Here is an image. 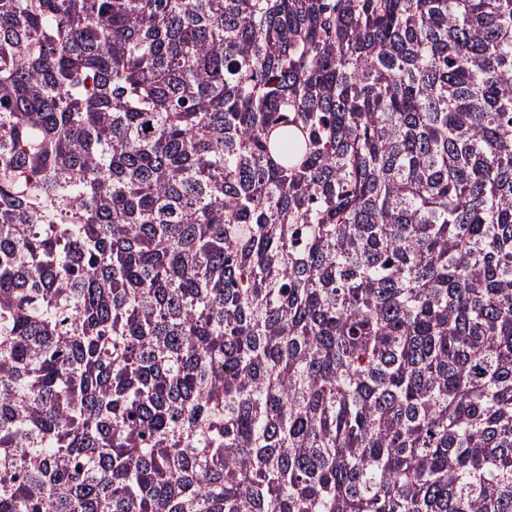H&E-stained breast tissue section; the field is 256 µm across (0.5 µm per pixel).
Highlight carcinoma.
<instances>
[{
    "mask_svg": "<svg viewBox=\"0 0 512 512\" xmlns=\"http://www.w3.org/2000/svg\"><path fill=\"white\" fill-rule=\"evenodd\" d=\"M0 512H512V0H0Z\"/></svg>",
    "mask_w": 512,
    "mask_h": 512,
    "instance_id": "1",
    "label": "carcinoma"
}]
</instances>
